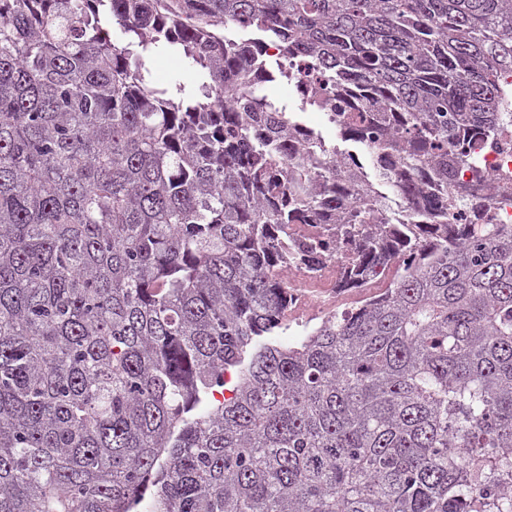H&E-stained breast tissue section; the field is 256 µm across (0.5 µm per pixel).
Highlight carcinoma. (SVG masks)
<instances>
[{
    "mask_svg": "<svg viewBox=\"0 0 512 512\" xmlns=\"http://www.w3.org/2000/svg\"><path fill=\"white\" fill-rule=\"evenodd\" d=\"M254 31L362 88L415 214L512 118V0H0V512H512V225L348 207ZM292 224L355 243L338 288L397 269L284 343L332 246ZM153 76L159 83H165L173 74H182L188 77L190 69L184 59L179 56L160 55L155 57L152 64Z\"/></svg>",
    "mask_w": 512,
    "mask_h": 512,
    "instance_id": "cac0c4a2",
    "label": "carcinoma"
}]
</instances>
